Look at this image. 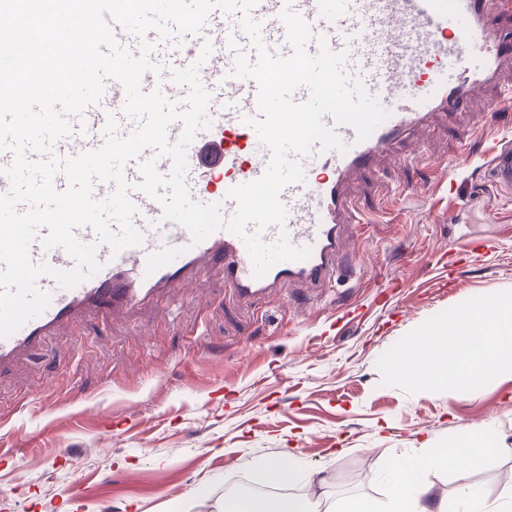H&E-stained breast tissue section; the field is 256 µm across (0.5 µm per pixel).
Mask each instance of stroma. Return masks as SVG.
Returning a JSON list of instances; mask_svg holds the SVG:
<instances>
[{
    "instance_id": "1",
    "label": "stroma",
    "mask_w": 512,
    "mask_h": 512,
    "mask_svg": "<svg viewBox=\"0 0 512 512\" xmlns=\"http://www.w3.org/2000/svg\"><path fill=\"white\" fill-rule=\"evenodd\" d=\"M438 120L355 185L335 287L237 302L212 272L166 311L91 315L0 370V512H221L294 454L318 512L388 504L392 471L474 434L496 446L425 479L442 512L467 483L512 497V351L460 388L396 356L453 313L512 296V195L484 157L512 121Z\"/></svg>"
}]
</instances>
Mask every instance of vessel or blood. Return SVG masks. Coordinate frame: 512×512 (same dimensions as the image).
I'll return each mask as SVG.
<instances>
[{"mask_svg":"<svg viewBox=\"0 0 512 512\" xmlns=\"http://www.w3.org/2000/svg\"><path fill=\"white\" fill-rule=\"evenodd\" d=\"M308 21L315 35L324 37L331 51L346 53L345 67L359 76L367 90L388 110V118L365 140L352 128L339 127L346 152L329 151L305 158V180L287 184L280 193L286 210L283 223L265 228L262 239L275 243L287 236L297 247L307 246L304 261L273 265L254 277L243 240L224 229L201 242H193L187 229L162 220L159 205L135 191L133 224L144 234L141 245L112 253L98 245L101 270L71 289L61 288L54 277L41 275L38 286L51 293L49 306L8 338L0 339V369L21 354L39 346L59 328L76 324L88 313L132 311L162 302L173 285L201 287L212 270H220L224 285L240 302L255 304L278 299L287 285L332 287L344 242V226L355 204L359 175L400 145L415 140L427 127L448 114L473 111L482 103L486 115L512 110V99L488 98L504 73L512 72V41L503 39L496 19L512 20V0H258L251 16L260 25L263 43L276 54L293 52L287 28L280 18L285 6ZM153 55L161 72H146L142 88H162L171 94L170 79L176 69L200 63L199 79L210 92L208 128L200 130L187 149L186 181L193 200L218 203L224 216L236 210L228 191L260 178L267 170L271 151L248 118L258 116L256 81L233 77L237 52L256 60L257 52L240 27L239 14L213 10L199 34L186 36L181 47L159 42ZM211 44L208 59H201L204 44ZM126 93L115 80L107 81L101 101L84 114L85 132L58 140L53 152L65 159L100 147L108 117H115L119 136L139 125L124 111ZM216 150L217 166L204 160L206 150ZM491 182L512 191V145L499 146L488 169ZM164 247L179 249L171 263L147 273L150 254ZM31 259L37 265L68 270L73 258L63 249H44L34 243Z\"/></svg>","mask_w":512,"mask_h":512,"instance_id":"obj_1","label":"vessel or blood"}]
</instances>
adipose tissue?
Masks as SVG:
<instances>
[{
    "mask_svg": "<svg viewBox=\"0 0 512 512\" xmlns=\"http://www.w3.org/2000/svg\"><path fill=\"white\" fill-rule=\"evenodd\" d=\"M512 346V300H490L456 315L448 330L413 343L395 361L399 374L437 381L454 375L465 386L497 373L504 347ZM430 457L394 469L390 479V512H435L424 474Z\"/></svg>",
    "mask_w": 512,
    "mask_h": 512,
    "instance_id": "ef3b65f1",
    "label": "adipose tissue"
}]
</instances>
